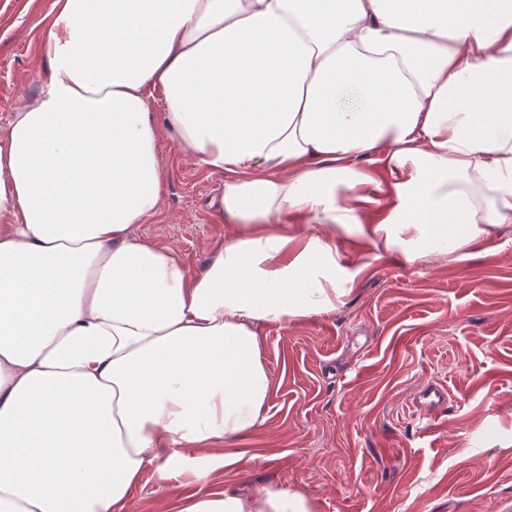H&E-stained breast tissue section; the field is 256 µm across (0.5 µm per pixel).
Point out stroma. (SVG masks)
Here are the masks:
<instances>
[{
  "label": "stroma",
  "mask_w": 512,
  "mask_h": 512,
  "mask_svg": "<svg viewBox=\"0 0 512 512\" xmlns=\"http://www.w3.org/2000/svg\"><path fill=\"white\" fill-rule=\"evenodd\" d=\"M52 3L0 0V126L46 75L37 23ZM160 157L161 213L137 232L194 275L227 235L206 207L224 179L169 138ZM347 258L369 267L335 312L266 329L274 388L243 460L200 480L146 470L126 512L260 486L302 488L318 512H512V242L463 263ZM426 380L448 387L431 432L412 411Z\"/></svg>",
  "instance_id": "stroma-1"
}]
</instances>
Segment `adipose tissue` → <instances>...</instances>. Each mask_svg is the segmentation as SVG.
<instances>
[{
	"label": "adipose tissue",
	"instance_id": "obj_1",
	"mask_svg": "<svg viewBox=\"0 0 512 512\" xmlns=\"http://www.w3.org/2000/svg\"><path fill=\"white\" fill-rule=\"evenodd\" d=\"M40 25L47 74L0 129V512H123L147 468L238 462L264 330L343 304L344 245L462 263L512 232V0H54ZM165 133L224 178L193 276L135 233Z\"/></svg>",
	"mask_w": 512,
	"mask_h": 512
}]
</instances>
